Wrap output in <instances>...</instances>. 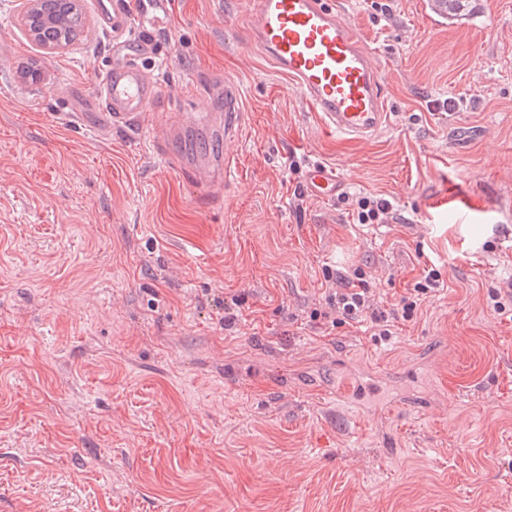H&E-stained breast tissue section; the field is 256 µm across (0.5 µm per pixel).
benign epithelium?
I'll return each mask as SVG.
<instances>
[{"instance_id": "benign-epithelium-1", "label": "benign epithelium", "mask_w": 512, "mask_h": 512, "mask_svg": "<svg viewBox=\"0 0 512 512\" xmlns=\"http://www.w3.org/2000/svg\"><path fill=\"white\" fill-rule=\"evenodd\" d=\"M21 32L47 54L68 50L84 33L88 19L80 0H21Z\"/></svg>"}]
</instances>
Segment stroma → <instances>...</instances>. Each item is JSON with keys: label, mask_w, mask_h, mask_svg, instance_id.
Returning <instances> with one entry per match:
<instances>
[{"label": "stroma", "mask_w": 512, "mask_h": 512, "mask_svg": "<svg viewBox=\"0 0 512 512\" xmlns=\"http://www.w3.org/2000/svg\"><path fill=\"white\" fill-rule=\"evenodd\" d=\"M338 6L391 109L359 142L324 133L248 41L251 0H168L150 28L157 121L241 87L212 208L156 136L62 118L112 63L96 0L56 55L0 0V512H512V319L489 299L512 276V0L451 25L428 0ZM315 163L344 197L307 194ZM359 193L392 221L356 224ZM428 260L443 285L390 341L309 318L325 270L362 267L392 302ZM343 367L437 402L362 412L336 399Z\"/></svg>", "instance_id": "stroma-1"}]
</instances>
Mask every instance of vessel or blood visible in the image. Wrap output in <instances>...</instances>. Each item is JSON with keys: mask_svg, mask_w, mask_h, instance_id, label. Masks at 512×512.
I'll return each instance as SVG.
<instances>
[{"mask_svg": "<svg viewBox=\"0 0 512 512\" xmlns=\"http://www.w3.org/2000/svg\"><path fill=\"white\" fill-rule=\"evenodd\" d=\"M163 0H141L138 14H130L122 0H98L101 26L111 32L112 44L125 58L102 72L95 87L100 134L122 127L153 125L150 108L159 86L135 53L139 29L154 25ZM247 35L273 67L293 81L318 112L323 127L337 136L361 140L388 123L387 100L373 54L360 35L344 21L332 0H253ZM201 122L220 140L237 137L243 122L241 96L233 84L224 86V109L201 115ZM170 165L208 192L223 189L233 162L225 155L203 154L183 159L170 153ZM305 183L318 199L332 200L344 187L333 167H309ZM382 381L376 376L347 374L336 388L339 400L360 410L380 408Z\"/></svg>", "mask_w": 512, "mask_h": 512, "instance_id": "b4317fda", "label": "vessel or blood"}]
</instances>
